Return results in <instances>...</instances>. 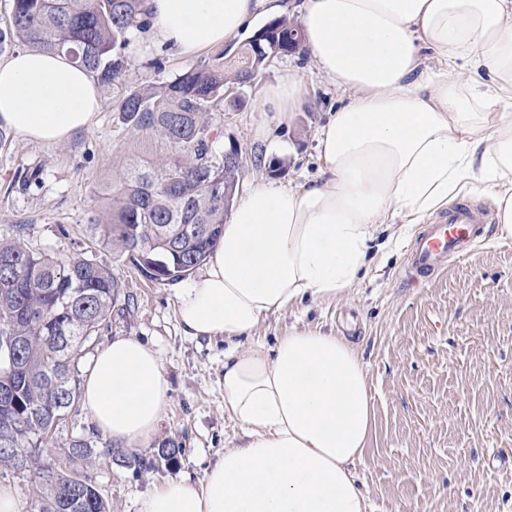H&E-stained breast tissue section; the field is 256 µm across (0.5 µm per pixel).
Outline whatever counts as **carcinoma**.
<instances>
[{
    "instance_id": "1",
    "label": "carcinoma",
    "mask_w": 512,
    "mask_h": 512,
    "mask_svg": "<svg viewBox=\"0 0 512 512\" xmlns=\"http://www.w3.org/2000/svg\"><path fill=\"white\" fill-rule=\"evenodd\" d=\"M144 0H13L0 52L18 44L65 53L100 85L116 91L112 111L168 144L148 165L120 173L112 203L88 224L92 238L126 256L152 280H178L204 263L239 191L243 166L213 148L222 136L215 116L245 103L265 63L288 55L301 34L281 18L261 40L250 38L239 60L226 52L157 86L114 88L124 50L148 22ZM112 268L87 258L57 262L24 239L0 241V475L36 472L28 512H110L80 468L112 456L75 438L52 448L58 428L78 405L86 343L98 335L121 296ZM60 452L55 469L45 461ZM182 449L159 448L125 458L148 473Z\"/></svg>"
}]
</instances>
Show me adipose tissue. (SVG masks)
I'll return each mask as SVG.
<instances>
[{
  "mask_svg": "<svg viewBox=\"0 0 512 512\" xmlns=\"http://www.w3.org/2000/svg\"><path fill=\"white\" fill-rule=\"evenodd\" d=\"M142 52L181 57L281 14L280 0H145ZM304 45L348 101L318 132L319 175L298 188L252 186L203 273L177 297L194 339H224V411L242 444L204 477L168 478L139 512H373L354 470L372 436L363 363L320 327L253 340L269 315L341 300L366 274L376 236L481 191L512 238V0H303ZM437 66H423L425 56ZM304 85L285 74L262 109L287 122ZM93 78L66 56L24 49L0 61V123L53 145L101 109ZM168 385L156 351L118 337L86 370L81 404L96 428L131 447L157 431Z\"/></svg>",
  "mask_w": 512,
  "mask_h": 512,
  "instance_id": "ef3b65f1",
  "label": "adipose tissue"
}]
</instances>
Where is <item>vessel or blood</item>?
<instances>
[{"label":"vessel or blood","mask_w":512,"mask_h":512,"mask_svg":"<svg viewBox=\"0 0 512 512\" xmlns=\"http://www.w3.org/2000/svg\"><path fill=\"white\" fill-rule=\"evenodd\" d=\"M488 222V214L462 201L437 221L424 225L410 244L405 268L407 281L430 283L449 261L469 256L485 235Z\"/></svg>","instance_id":"1"}]
</instances>
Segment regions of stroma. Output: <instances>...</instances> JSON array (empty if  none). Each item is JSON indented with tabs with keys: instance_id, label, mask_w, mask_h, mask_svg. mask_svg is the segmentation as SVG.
I'll list each match as a JSON object with an SVG mask.
<instances>
[{
	"instance_id": "obj_1",
	"label": "stroma",
	"mask_w": 512,
	"mask_h": 512,
	"mask_svg": "<svg viewBox=\"0 0 512 512\" xmlns=\"http://www.w3.org/2000/svg\"><path fill=\"white\" fill-rule=\"evenodd\" d=\"M218 52L212 46L190 59L155 50L131 56L122 80L131 87L168 81ZM287 72L302 79L305 100L280 126L259 105ZM99 96L102 107L91 125L61 143L27 141L11 130L0 138V240L21 226L31 249L62 262L92 258L120 277L130 305L113 309L94 346L125 336L157 352L168 404L157 433L133 451L148 455L175 444L182 453L172 465L137 474L119 460L125 447L109 445L82 409L59 429L55 444L64 448L79 437L112 446L113 457L84 474L111 512H138L141 499L167 478L202 479L239 443L242 430L224 413L223 340L190 338L178 323L181 281L148 279L90 238L87 225L118 172L168 151L161 140L118 121L110 92ZM348 98L307 53L270 60L245 105L221 118L220 146L236 143L247 159L241 189L268 176L265 165L276 158L285 171L272 178L275 185L293 188L315 178L318 131ZM408 245L403 239L384 248L336 304L308 301L270 315L254 336L271 344L292 328L318 324L355 344L375 413L356 471L374 512H512V239L489 234L424 286L402 277Z\"/></svg>"
}]
</instances>
